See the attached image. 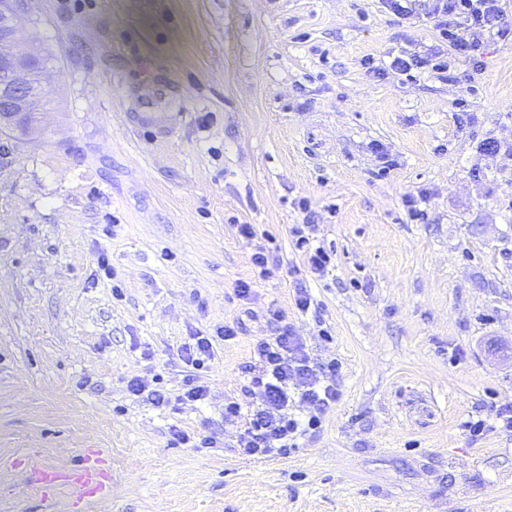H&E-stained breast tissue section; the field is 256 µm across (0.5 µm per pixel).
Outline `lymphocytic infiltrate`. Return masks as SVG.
Returning a JSON list of instances; mask_svg holds the SVG:
<instances>
[{"label":"lymphocytic infiltrate","mask_w":512,"mask_h":512,"mask_svg":"<svg viewBox=\"0 0 512 512\" xmlns=\"http://www.w3.org/2000/svg\"><path fill=\"white\" fill-rule=\"evenodd\" d=\"M386 9L403 20L428 21L436 43L426 51L405 49L389 62L390 71L410 75L419 71L435 78L452 81V66L463 60L474 73L485 68V56L491 40L512 36V27L505 18L512 0H383ZM311 224H296L291 229L292 244L304 254L307 268L323 276L332 263V254L319 245ZM241 237L253 241L251 264L254 276L237 280L235 293L239 299L255 298V280L270 278L273 254L277 250L273 236L257 233L254 225L238 227ZM266 333L258 337L250 361L242 368L248 376L245 388L249 405L230 399L224 403V420L241 427L237 446L249 457L288 456L298 438L321 428L325 415L335 407L342 395L341 364L314 358L308 345L288 322L283 309L269 307L259 313ZM243 327L233 323L218 328L215 335L195 336L184 348L189 367L181 393L168 396L157 386L133 380L131 392L151 405L163 407L171 403L185 404L204 401L208 388L200 381L201 373L214 358L215 340H234Z\"/></svg>","instance_id":"1"}]
</instances>
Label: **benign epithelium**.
<instances>
[{
	"label": "benign epithelium",
	"instance_id": "1",
	"mask_svg": "<svg viewBox=\"0 0 512 512\" xmlns=\"http://www.w3.org/2000/svg\"><path fill=\"white\" fill-rule=\"evenodd\" d=\"M35 0H0V132L27 131L44 98L39 81L45 65L37 54L14 52L19 17L34 12Z\"/></svg>",
	"mask_w": 512,
	"mask_h": 512
}]
</instances>
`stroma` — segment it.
<instances>
[{
	"instance_id": "stroma-1",
	"label": "stroma",
	"mask_w": 512,
	"mask_h": 512,
	"mask_svg": "<svg viewBox=\"0 0 512 512\" xmlns=\"http://www.w3.org/2000/svg\"><path fill=\"white\" fill-rule=\"evenodd\" d=\"M36 11L18 49L52 55L48 104L0 159V512H50L30 464L68 470L88 448L111 489L69 512H512V160L480 149L512 136V41L448 83L364 68L434 42L381 0ZM146 111L175 119L159 135L133 123ZM421 189L413 224L402 197ZM309 216L335 254L321 279L291 244ZM241 224L279 246L256 307L342 365L341 400L285 458L238 455L224 422L263 328L234 292L253 275ZM299 280L317 314L297 313ZM240 319L204 403L129 392L156 377L177 395L184 343ZM175 425L223 445L173 444ZM431 202V194L427 190L406 193L402 197V204L411 223H424L427 219V206Z\"/></svg>"
}]
</instances>
